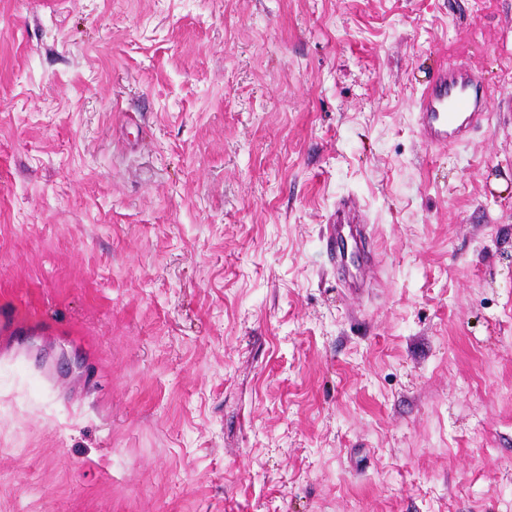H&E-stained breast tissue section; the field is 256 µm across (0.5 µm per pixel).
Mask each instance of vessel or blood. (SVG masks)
<instances>
[{
    "instance_id": "1",
    "label": "vessel or blood",
    "mask_w": 512,
    "mask_h": 512,
    "mask_svg": "<svg viewBox=\"0 0 512 512\" xmlns=\"http://www.w3.org/2000/svg\"><path fill=\"white\" fill-rule=\"evenodd\" d=\"M417 116L422 138L429 145L453 146L465 141L487 118L477 69L459 63L438 72L427 86ZM342 212L343 223L332 227L327 244L337 267L346 271L370 253L362 238H345L343 224L356 223L357 216L348 206Z\"/></svg>"
}]
</instances>
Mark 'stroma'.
<instances>
[{
    "instance_id": "1",
    "label": "stroma",
    "mask_w": 512,
    "mask_h": 512,
    "mask_svg": "<svg viewBox=\"0 0 512 512\" xmlns=\"http://www.w3.org/2000/svg\"><path fill=\"white\" fill-rule=\"evenodd\" d=\"M510 502L512 0H0V512ZM417 116L422 138L429 145L465 141L487 119L477 68L456 63L438 72L427 86ZM352 211L350 206H343V219L337 220L336 226L334 224L331 226V233L327 239L331 255L336 260V266L345 271L349 277L351 276L349 271L350 265H354L356 260H370L372 258L369 251H366L365 243L361 236L352 235L350 249L348 248V240L343 235L341 224H356V222H360Z\"/></svg>"
}]
</instances>
